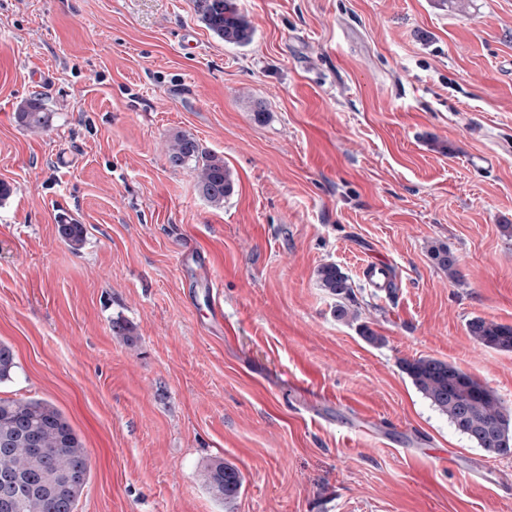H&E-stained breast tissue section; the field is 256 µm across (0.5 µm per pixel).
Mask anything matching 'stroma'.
<instances>
[{
	"instance_id": "stroma-1",
	"label": "stroma",
	"mask_w": 512,
	"mask_h": 512,
	"mask_svg": "<svg viewBox=\"0 0 512 512\" xmlns=\"http://www.w3.org/2000/svg\"><path fill=\"white\" fill-rule=\"evenodd\" d=\"M236 3L244 47L192 0H0V399L78 434L75 512H512V454L403 369L451 362L512 411V353L467 332L512 324V0ZM34 95L48 131L15 120ZM178 131L233 171L223 207L169 166ZM327 262L357 319L336 320ZM216 460L243 480L225 503ZM430 254L435 263L444 271L448 272V277L458 281L460 272L458 269V259L452 251L444 245H433ZM316 275L319 286L331 295L344 298L352 293L349 277L335 263L321 265ZM207 481L212 496L223 502L236 498L242 486L238 470L223 461H216L210 466Z\"/></svg>"
}]
</instances>
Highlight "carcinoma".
<instances>
[{
	"mask_svg": "<svg viewBox=\"0 0 512 512\" xmlns=\"http://www.w3.org/2000/svg\"><path fill=\"white\" fill-rule=\"evenodd\" d=\"M195 12L224 43L250 44L254 28L240 12L236 0H193ZM54 113L43 98L28 99L16 112L18 124L32 132L53 125ZM165 155L173 168L192 166L199 191L214 207L234 191L233 171L224 157L204 151L193 137L170 135ZM62 240L74 249L84 240L81 224L58 225ZM430 254L448 277L458 280V259L448 247L434 245ZM319 286L344 298L352 293L349 277L334 263L317 269ZM468 333L481 345L512 352V325L476 317ZM15 358L11 347L0 342V383L12 378ZM404 370L414 386L450 424L475 447L490 456L512 454V413L486 386L456 365L435 358L405 362ZM35 448H51L37 455ZM90 479V466L82 441L67 419L52 403L33 398L0 399V512H75ZM209 490L219 501L237 497L242 477L233 466L214 462L207 474Z\"/></svg>",
	"mask_w": 512,
	"mask_h": 512,
	"instance_id": "obj_1",
	"label": "carcinoma"
}]
</instances>
